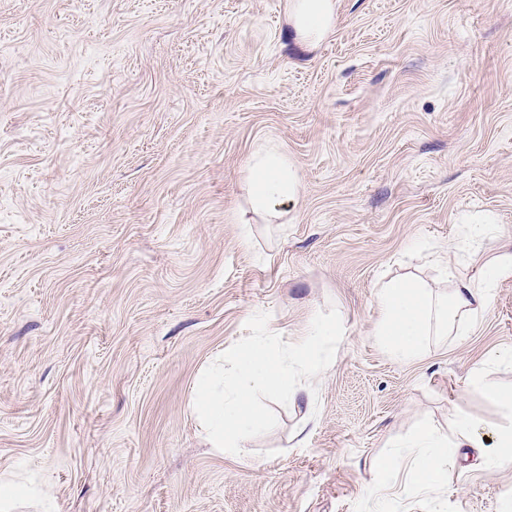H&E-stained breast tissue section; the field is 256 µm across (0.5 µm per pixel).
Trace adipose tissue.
Listing matches in <instances>:
<instances>
[{"label":"adipose tissue","instance_id":"ef3b65f1","mask_svg":"<svg viewBox=\"0 0 512 512\" xmlns=\"http://www.w3.org/2000/svg\"><path fill=\"white\" fill-rule=\"evenodd\" d=\"M287 16L298 40L313 49L335 24L336 2L288 0ZM246 186L252 212L269 224L304 189L296 164L272 147L253 153ZM491 292V283L461 277L448 263L443 264L434 286L412 278L390 279L376 295L379 321L374 334L396 359L414 358L429 337L444 338L452 332L466 335L478 313L490 306ZM338 334L334 323L315 320L286 353L255 340L226 349L225 368L199 380L191 398V408L210 446L227 455L244 453L251 436L268 424L254 405L257 393H283L293 405L312 407L310 381L327 366L328 348ZM455 421L449 435L431 426L422 427L401 444L396 455L373 458L372 469L385 478L403 461L412 485L447 484L449 471L456 468L449 447L486 448L475 421L466 411H458ZM486 450L489 462L505 468L512 466V429L501 430L494 448Z\"/></svg>","mask_w":512,"mask_h":512}]
</instances>
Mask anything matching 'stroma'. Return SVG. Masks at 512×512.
<instances>
[{
	"mask_svg": "<svg viewBox=\"0 0 512 512\" xmlns=\"http://www.w3.org/2000/svg\"><path fill=\"white\" fill-rule=\"evenodd\" d=\"M287 0H0V474L15 512H512V469L456 449L442 488L371 492L428 423L512 426V279L410 361L373 334L382 282L512 254V0H336L314 50ZM304 178L241 241L249 158ZM491 217L476 255L466 227ZM340 328L316 412L272 394L237 457L190 395L228 347ZM26 497L23 487L14 483L9 476L0 478V511L12 512L21 498Z\"/></svg>",
	"mask_w": 512,
	"mask_h": 512,
	"instance_id": "35a3bbf8",
	"label": "stroma"
}]
</instances>
